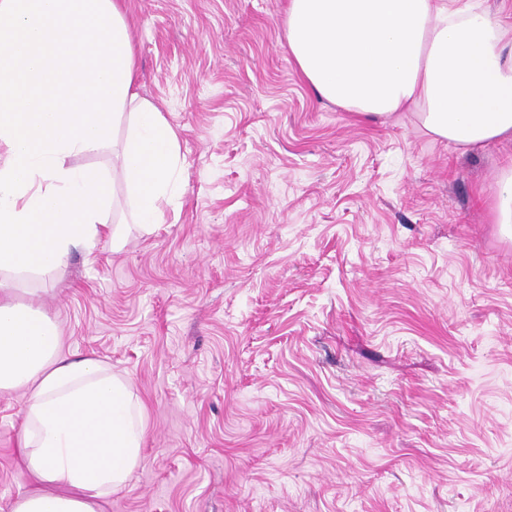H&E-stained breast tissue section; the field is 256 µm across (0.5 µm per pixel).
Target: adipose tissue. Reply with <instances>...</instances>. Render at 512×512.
Returning a JSON list of instances; mask_svg holds the SVG:
<instances>
[{
    "label": "adipose tissue",
    "mask_w": 512,
    "mask_h": 512,
    "mask_svg": "<svg viewBox=\"0 0 512 512\" xmlns=\"http://www.w3.org/2000/svg\"><path fill=\"white\" fill-rule=\"evenodd\" d=\"M285 25L301 74L337 106L416 110L466 150L512 140V35L476 0H289ZM135 79L119 0H0V392L23 394L34 482L11 512H104L141 464L144 411L127 379L65 355L56 322L13 281L114 238L110 172L67 161L106 147L123 117V178L138 223L157 226L177 136Z\"/></svg>",
    "instance_id": "adipose-tissue-1"
}]
</instances>
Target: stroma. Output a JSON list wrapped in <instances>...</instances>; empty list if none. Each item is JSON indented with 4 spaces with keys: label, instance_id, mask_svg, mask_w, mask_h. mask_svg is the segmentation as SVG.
Instances as JSON below:
<instances>
[{
    "label": "stroma",
    "instance_id": "1",
    "mask_svg": "<svg viewBox=\"0 0 512 512\" xmlns=\"http://www.w3.org/2000/svg\"><path fill=\"white\" fill-rule=\"evenodd\" d=\"M288 0H122L175 193L41 278L62 350L123 375L143 461L106 512H512V141L320 98ZM0 393V512L33 486ZM490 211L493 223L502 224L512 235V164L495 176Z\"/></svg>",
    "mask_w": 512,
    "mask_h": 512
}]
</instances>
